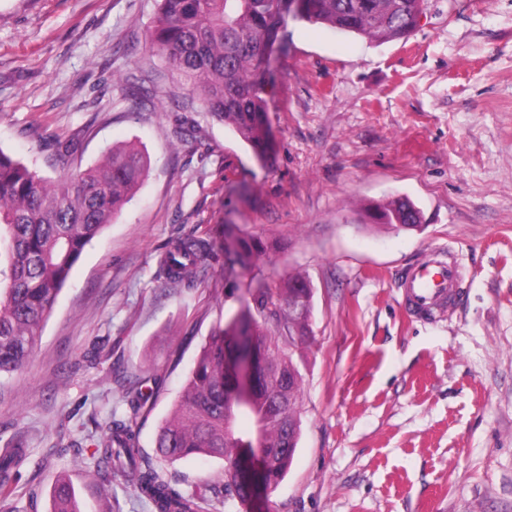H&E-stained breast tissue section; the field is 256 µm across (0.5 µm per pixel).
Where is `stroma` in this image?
I'll use <instances>...</instances> for the list:
<instances>
[{
	"instance_id": "1",
	"label": "stroma",
	"mask_w": 512,
	"mask_h": 512,
	"mask_svg": "<svg viewBox=\"0 0 512 512\" xmlns=\"http://www.w3.org/2000/svg\"><path fill=\"white\" fill-rule=\"evenodd\" d=\"M155 0H0V150L57 177L133 143L135 198L88 245L21 374L0 379V447L27 456L0 512H49L58 476L85 512H151L91 457L111 418L182 493L224 486V464H168L154 441L204 338L257 282L313 289L301 437L277 488L213 512H512V0H426L416 30L377 44L289 21L272 55V151L259 159L199 102L164 98L173 69L145 44ZM160 90L130 109V84ZM396 197L418 230L371 223ZM214 257L194 286L157 274L166 243ZM254 235L257 266L226 243ZM435 248L465 268L440 321L411 319L402 272ZM142 389L140 412L127 401Z\"/></svg>"
}]
</instances>
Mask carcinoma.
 Listing matches in <instances>:
<instances>
[{
	"label": "carcinoma",
	"mask_w": 512,
	"mask_h": 512,
	"mask_svg": "<svg viewBox=\"0 0 512 512\" xmlns=\"http://www.w3.org/2000/svg\"><path fill=\"white\" fill-rule=\"evenodd\" d=\"M424 0H302L293 18L384 43L407 36L419 23ZM288 8L280 0H158L146 44L172 65L177 85L216 121L231 128L259 157L269 150L266 121V55L282 46ZM78 145L57 148L63 173L48 178L0 149V378L24 370L58 297L85 247L122 212L140 189L149 157L135 145L112 146L82 166ZM375 223L397 229L420 227L411 202L395 199L366 208ZM213 245L195 235L165 247L160 273L174 286L191 285L210 258ZM266 254L261 240L240 237L232 265L250 269ZM251 303L206 337L173 411L161 424L156 448L174 463L207 456L224 463V499L247 504L236 464L244 452L237 410L224 406L231 379L224 355L239 336L250 333L259 355L251 404L265 453L263 486L275 489L298 445L303 376L287 351L293 339L308 341L312 288L306 275L248 289ZM100 462L133 482L153 512H209L203 491L180 494L138 454L131 422L113 420L96 443ZM22 448H0V498L11 494V478L25 460ZM50 512H82L63 478L56 480Z\"/></svg>",
	"instance_id": "carcinoma-1"
}]
</instances>
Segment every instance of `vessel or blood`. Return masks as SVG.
<instances>
[{"label":"vessel or blood","mask_w":512,"mask_h":512,"mask_svg":"<svg viewBox=\"0 0 512 512\" xmlns=\"http://www.w3.org/2000/svg\"><path fill=\"white\" fill-rule=\"evenodd\" d=\"M465 272L459 261L442 252L432 253L429 262L409 269L402 286L409 309L420 319H430L449 297L455 296Z\"/></svg>","instance_id":"b4317fda"}]
</instances>
